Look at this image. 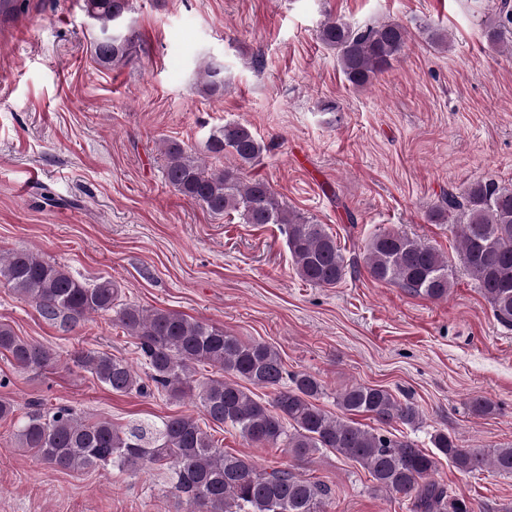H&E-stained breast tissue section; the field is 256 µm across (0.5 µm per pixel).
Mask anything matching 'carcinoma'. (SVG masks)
Returning a JSON list of instances; mask_svg holds the SVG:
<instances>
[{
    "label": "carcinoma",
    "mask_w": 512,
    "mask_h": 512,
    "mask_svg": "<svg viewBox=\"0 0 512 512\" xmlns=\"http://www.w3.org/2000/svg\"><path fill=\"white\" fill-rule=\"evenodd\" d=\"M86 11L98 23L92 42L97 62L104 67L125 63L133 40V33L123 27L130 0H86ZM484 28L489 42L512 52V0H501ZM319 39L336 52L346 81L362 88L402 54L407 31L398 23L353 26L329 17L320 26ZM199 84L210 96L223 95L222 67L205 62ZM266 150L247 125L226 123L210 130L205 151L229 156L235 164L213 169L197 153L166 141L165 178L189 202L214 215L236 212L246 224L283 225L297 276L314 286L336 287L347 274L336 237L286 207L265 180L243 178V168L257 164ZM429 220L451 222L463 269L491 302L497 321L512 326V188L492 178L478 179L461 192L451 188L432 207ZM364 263L374 280L394 283L411 296L441 300L451 288L448 258L404 233L374 235ZM0 284L33 303L45 321L63 331L92 314H114L137 341L150 384L120 358L91 350L80 353L76 363L112 392L144 394L152 386L175 400L192 393L205 417L231 427L251 444L283 446L299 460L330 451L357 463L378 488L406 502L409 512H482L472 499L434 478L442 458L464 474L490 468L512 476L511 445L461 448L445 429L430 434V452L411 440L395 439L384 426L399 421L418 428L423 416L414 403L398 401L381 386L345 388L336 398L344 416H334L318 404L324 393L320 381L307 372L288 371L272 346L244 342L178 312L122 303L120 288L110 277L85 284L39 253L17 249L0 253ZM0 351L9 354L16 368L34 374L57 361L50 348L16 336L5 324H0ZM198 364L217 367L235 380L196 383ZM241 380L273 390L271 402L254 399ZM355 416H367L380 427L366 428ZM14 436L19 447L33 450L61 471L165 465L172 489L185 499L188 512H324L328 495L324 485L289 469L261 471L249 456L224 451L187 415L121 429L106 419L88 422L69 405H37L18 420Z\"/></svg>",
    "instance_id": "obj_1"
}]
</instances>
